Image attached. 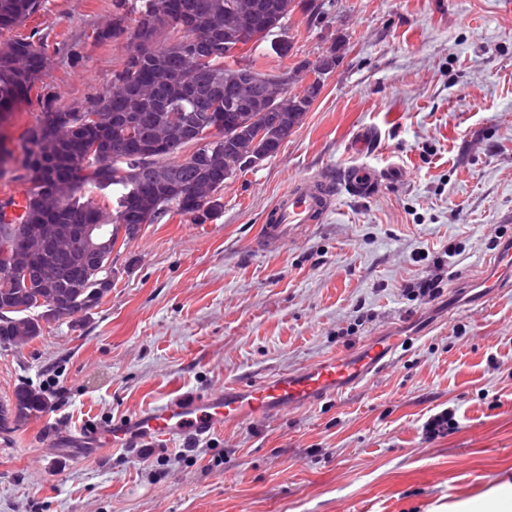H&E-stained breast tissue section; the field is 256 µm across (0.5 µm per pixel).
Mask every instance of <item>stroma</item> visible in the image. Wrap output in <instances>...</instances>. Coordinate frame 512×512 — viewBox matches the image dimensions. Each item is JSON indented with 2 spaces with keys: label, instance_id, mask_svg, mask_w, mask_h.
Masks as SVG:
<instances>
[{
  "label": "stroma",
  "instance_id": "stroma-1",
  "mask_svg": "<svg viewBox=\"0 0 512 512\" xmlns=\"http://www.w3.org/2000/svg\"><path fill=\"white\" fill-rule=\"evenodd\" d=\"M280 37L297 60L342 45L279 152L227 180L205 223L167 214L116 244L97 309L0 345V397L49 407L0 436V512H455L512 483V288L472 297L512 236V0H319ZM120 0H43L0 47L32 36L49 58L28 102L0 116V200L26 195L15 158L46 105L81 110L122 71L125 37L97 40ZM363 160L398 167L379 194H339L324 223L254 248L293 180L337 175L360 128ZM435 279V298L417 285ZM408 349L355 392L153 457L69 435L228 381L295 371L384 331ZM455 424L430 436L428 421Z\"/></svg>",
  "mask_w": 512,
  "mask_h": 512
}]
</instances>
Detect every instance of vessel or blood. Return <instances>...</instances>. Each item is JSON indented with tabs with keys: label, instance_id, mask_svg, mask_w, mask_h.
Masks as SVG:
<instances>
[{
	"label": "vessel or blood",
	"instance_id": "b4317fda",
	"mask_svg": "<svg viewBox=\"0 0 512 512\" xmlns=\"http://www.w3.org/2000/svg\"><path fill=\"white\" fill-rule=\"evenodd\" d=\"M373 135V130L367 128L354 135L348 148L352 161L341 168L338 178L318 175L297 179L268 211L261 242L280 244L294 237L302 225L322 223L333 210L339 193L358 199L376 195L385 172L360 160ZM471 285L512 288V238L497 250ZM408 342L405 336L379 334L356 350L323 358L295 371L253 382H228L216 392L176 399L114 420L110 427L78 432L70 444L80 449L82 456L91 458L109 446L123 447L148 439L203 438L227 423L310 408L368 383Z\"/></svg>",
	"mask_w": 512,
	"mask_h": 512
}]
</instances>
